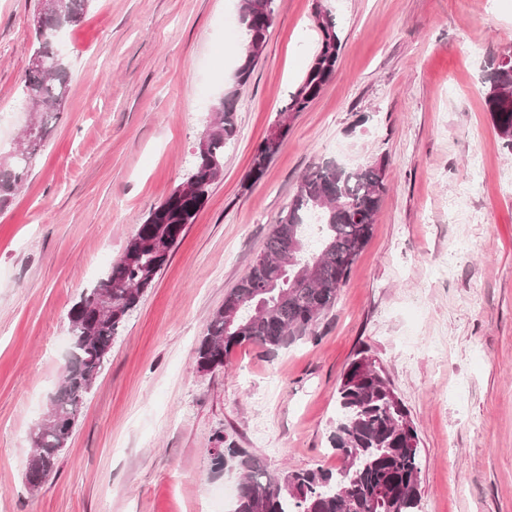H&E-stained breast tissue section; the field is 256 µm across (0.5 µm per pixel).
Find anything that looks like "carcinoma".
I'll list each match as a JSON object with an SVG mask.
<instances>
[{"label":"carcinoma","mask_w":512,"mask_h":512,"mask_svg":"<svg viewBox=\"0 0 512 512\" xmlns=\"http://www.w3.org/2000/svg\"><path fill=\"white\" fill-rule=\"evenodd\" d=\"M91 0H42L40 26L33 27L32 56L48 69L27 68L22 86L24 107L39 114L22 141L0 156V206L22 186L47 138L49 120L61 111L71 72L60 44L64 32L82 21ZM319 39L309 64L279 112L294 118L321 95L333 78L342 41L335 16L324 3L315 5ZM239 24L247 32L232 83L216 100L184 181L127 241L118 260L94 287L82 293L68 312L71 342L62 382L55 392L58 424L30 433L34 451L25 466L30 486H42L55 472L63 446L71 438L93 379L106 362L112 342L146 290L169 263L186 225L194 222L213 185L224 171V148L235 138L236 102L262 56L275 19V0H239ZM483 100L493 127L512 149V53L493 64L482 81ZM291 124L275 121L251 160L247 179L260 181L288 138ZM387 192L383 165L343 168L334 160L313 164L269 231L255 257L224 304L210 317L207 334L196 349L201 370L224 366L230 352L256 343L271 350L316 334L322 317L337 302L353 265L370 241L380 204ZM320 224L315 246L305 227ZM111 287L112 311L98 308L102 289ZM378 359L356 352L337 387L338 419L332 435L341 466L331 470L266 472L243 448H223L215 465L233 462L242 471L232 512H418L421 461L418 434Z\"/></svg>","instance_id":"carcinoma-1"}]
</instances>
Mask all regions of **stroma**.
Here are the masks:
<instances>
[{
  "label": "stroma",
  "mask_w": 512,
  "mask_h": 512,
  "mask_svg": "<svg viewBox=\"0 0 512 512\" xmlns=\"http://www.w3.org/2000/svg\"><path fill=\"white\" fill-rule=\"evenodd\" d=\"M42 0H0V153L30 120L22 78ZM336 72L291 122L264 178L251 158L315 51V0H276L236 104L224 173L127 318L58 470L24 477L57 388L68 311L149 210L183 183L239 60L238 0H93L64 36L72 79L25 186L0 209V512H230L238 470H333L336 388L358 349L406 405L419 512H512V151L481 80L512 49V0H328ZM332 159L383 165L372 237L318 333L235 348L203 371L211 314L260 252L299 176Z\"/></svg>",
  "instance_id": "obj_1"
}]
</instances>
